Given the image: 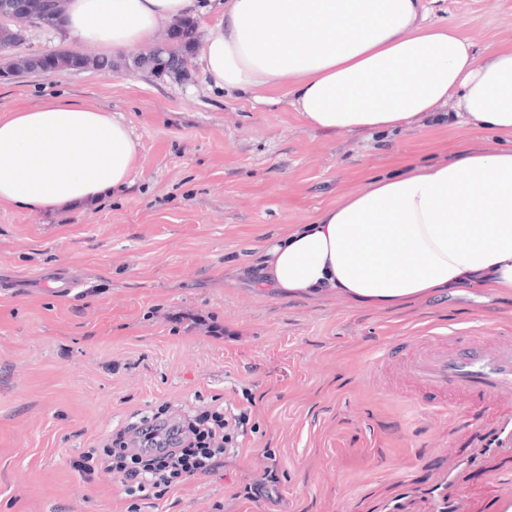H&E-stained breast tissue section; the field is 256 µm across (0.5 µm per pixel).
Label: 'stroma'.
<instances>
[{
	"label": "stroma",
	"instance_id": "1",
	"mask_svg": "<svg viewBox=\"0 0 512 512\" xmlns=\"http://www.w3.org/2000/svg\"><path fill=\"white\" fill-rule=\"evenodd\" d=\"M431 20L479 52L512 39V0H435ZM15 55L98 49L25 27ZM288 88L260 102L140 71L0 78V116L56 97L120 114L138 163L129 187L66 212L0 208V512H127L103 468L73 463L162 403L247 412L219 472L139 512H338L392 473L419 477L454 421L423 411L400 373L432 337L512 336V298L480 288L396 310L287 297L251 270L275 234L379 177L496 147L450 106L407 131L327 134ZM75 282L54 292L55 273ZM224 329L222 337L211 332ZM265 495L252 491L266 482Z\"/></svg>",
	"mask_w": 512,
	"mask_h": 512
}]
</instances>
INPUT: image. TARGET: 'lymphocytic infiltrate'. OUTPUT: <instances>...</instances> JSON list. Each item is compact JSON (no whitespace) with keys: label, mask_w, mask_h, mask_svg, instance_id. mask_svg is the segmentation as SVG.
<instances>
[{"label":"lymphocytic infiltrate","mask_w":512,"mask_h":512,"mask_svg":"<svg viewBox=\"0 0 512 512\" xmlns=\"http://www.w3.org/2000/svg\"><path fill=\"white\" fill-rule=\"evenodd\" d=\"M246 413L227 419L223 408L190 409L162 423L159 416L113 430L103 445L104 468L112 472L130 498V512L143 499H159L171 489L224 465L227 449L238 444Z\"/></svg>","instance_id":"lymphocytic-infiltrate-1"}]
</instances>
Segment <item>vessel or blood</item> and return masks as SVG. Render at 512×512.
Here are the masks:
<instances>
[{
    "mask_svg": "<svg viewBox=\"0 0 512 512\" xmlns=\"http://www.w3.org/2000/svg\"><path fill=\"white\" fill-rule=\"evenodd\" d=\"M406 377L438 398L436 408L456 418L459 401L475 416L464 437L449 435L450 452L427 476L401 473L385 493L365 492L347 500L344 512H506L512 494V338L475 336L452 346L437 340L402 362ZM488 479L477 493L470 479Z\"/></svg>",
    "mask_w": 512,
    "mask_h": 512,
    "instance_id": "1",
    "label": "vessel or blood"
}]
</instances>
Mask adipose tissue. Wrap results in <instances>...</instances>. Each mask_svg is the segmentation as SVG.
Masks as SVG:
<instances>
[{
    "mask_svg": "<svg viewBox=\"0 0 512 512\" xmlns=\"http://www.w3.org/2000/svg\"><path fill=\"white\" fill-rule=\"evenodd\" d=\"M198 0H66L69 37L106 56L154 45ZM425 0H225L198 62L220 88L288 84L305 124L329 134L412 129L452 102L499 148L372 181L266 249L261 283L286 295L395 308L454 288L512 295V40L478 53L428 20ZM128 126L59 98L0 116V206L69 210L129 182Z\"/></svg>",
    "mask_w": 512,
    "mask_h": 512,
    "instance_id": "1",
    "label": "adipose tissue"
}]
</instances>
